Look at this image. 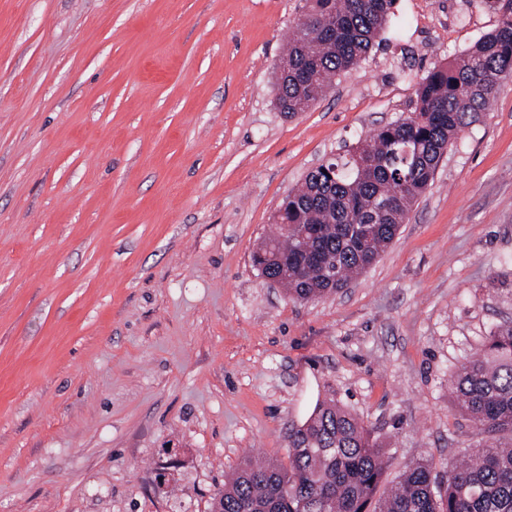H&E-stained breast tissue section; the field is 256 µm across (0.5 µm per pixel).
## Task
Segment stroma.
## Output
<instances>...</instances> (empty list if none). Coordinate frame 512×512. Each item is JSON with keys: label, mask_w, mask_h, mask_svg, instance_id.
Masks as SVG:
<instances>
[{"label": "stroma", "mask_w": 512, "mask_h": 512, "mask_svg": "<svg viewBox=\"0 0 512 512\" xmlns=\"http://www.w3.org/2000/svg\"><path fill=\"white\" fill-rule=\"evenodd\" d=\"M300 0H0V512H211L333 393L389 486L482 441L448 381L512 324V77L377 262L296 302L253 264L321 161L415 108L489 0H395L382 42L278 109Z\"/></svg>", "instance_id": "obj_1"}]
</instances>
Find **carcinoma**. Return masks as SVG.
Returning a JSON list of instances; mask_svg holds the SVG:
<instances>
[{
  "instance_id": "obj_1",
  "label": "carcinoma",
  "mask_w": 512,
  "mask_h": 512,
  "mask_svg": "<svg viewBox=\"0 0 512 512\" xmlns=\"http://www.w3.org/2000/svg\"><path fill=\"white\" fill-rule=\"evenodd\" d=\"M394 0H305L281 60L276 104L305 112L333 78L379 44ZM498 25L469 51L433 68L409 116L309 171L277 212V232L253 255L301 302L337 292L373 265L415 199L432 184L458 132L495 99L512 73V0H494ZM317 232L312 268L297 235ZM460 412L486 436L443 473L421 459L390 494L377 496L387 467L383 442L363 421L317 400L293 426L288 466L245 461L213 498L212 512H512V325L495 331L451 377Z\"/></svg>"
}]
</instances>
